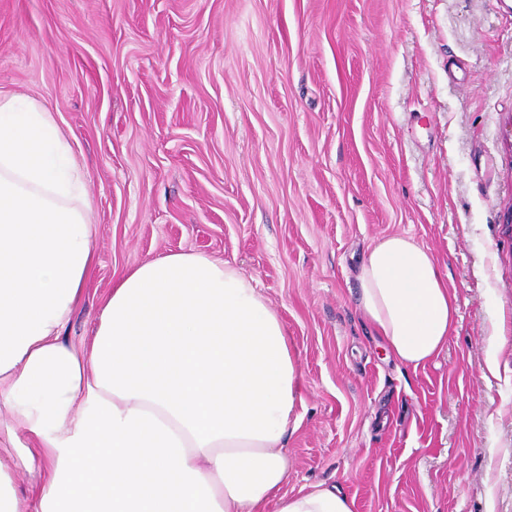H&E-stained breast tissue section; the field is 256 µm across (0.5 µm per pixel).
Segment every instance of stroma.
Listing matches in <instances>:
<instances>
[{
    "label": "stroma",
    "instance_id": "1",
    "mask_svg": "<svg viewBox=\"0 0 512 512\" xmlns=\"http://www.w3.org/2000/svg\"><path fill=\"white\" fill-rule=\"evenodd\" d=\"M0 95L50 112L95 263L196 252L253 277L301 374L287 492L353 512H512V0H0ZM406 233L457 297L441 355L389 359L356 271Z\"/></svg>",
    "mask_w": 512,
    "mask_h": 512
}]
</instances>
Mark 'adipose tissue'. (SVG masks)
I'll return each mask as SVG.
<instances>
[{
    "label": "adipose tissue",
    "instance_id": "obj_1",
    "mask_svg": "<svg viewBox=\"0 0 512 512\" xmlns=\"http://www.w3.org/2000/svg\"><path fill=\"white\" fill-rule=\"evenodd\" d=\"M75 163L50 113L0 99V404L24 431L0 460L25 469L37 512H352L323 484L285 490L299 371L254 279L171 253L114 283L96 340L62 339L93 263ZM358 307L419 369L457 324L454 293L412 236L378 238L357 269Z\"/></svg>",
    "mask_w": 512,
    "mask_h": 512
}]
</instances>
